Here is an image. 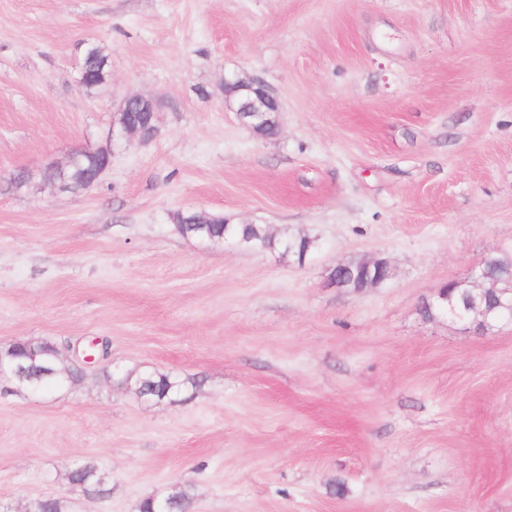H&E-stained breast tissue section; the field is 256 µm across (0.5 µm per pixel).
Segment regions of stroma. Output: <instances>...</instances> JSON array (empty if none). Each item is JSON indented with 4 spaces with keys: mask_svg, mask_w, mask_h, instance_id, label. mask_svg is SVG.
I'll use <instances>...</instances> for the list:
<instances>
[{
    "mask_svg": "<svg viewBox=\"0 0 512 512\" xmlns=\"http://www.w3.org/2000/svg\"><path fill=\"white\" fill-rule=\"evenodd\" d=\"M227 72L274 89L278 136L226 109ZM132 94L153 141L87 189L13 187ZM177 212L316 245L209 244ZM489 255L512 260V0H0V348L109 343L74 385L0 379V504L136 512L180 483L191 512H512V322L436 308ZM354 257L388 279L336 287ZM118 368L194 385L147 400ZM87 460L108 496L67 480ZM107 55H99L94 53L83 54L81 63L89 74L94 76L91 82L85 86V91L89 94H98L108 81L109 62L106 60Z\"/></svg>",
    "mask_w": 512,
    "mask_h": 512,
    "instance_id": "stroma-1",
    "label": "stroma"
}]
</instances>
